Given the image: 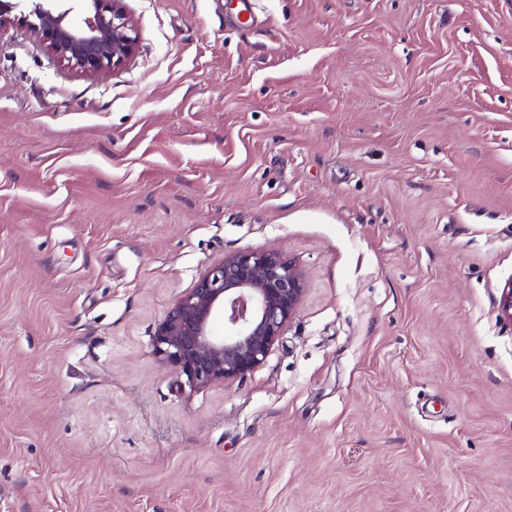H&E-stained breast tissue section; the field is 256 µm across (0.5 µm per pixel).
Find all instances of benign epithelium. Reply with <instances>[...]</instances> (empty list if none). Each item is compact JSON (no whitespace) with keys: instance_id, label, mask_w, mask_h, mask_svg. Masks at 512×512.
Segmentation results:
<instances>
[{"instance_id":"obj_1","label":"benign epithelium","mask_w":512,"mask_h":512,"mask_svg":"<svg viewBox=\"0 0 512 512\" xmlns=\"http://www.w3.org/2000/svg\"><path fill=\"white\" fill-rule=\"evenodd\" d=\"M0 0V28L26 25L62 62L90 76L117 67L135 51L137 35L122 0H89L92 13L72 14L82 0ZM304 276L276 251L238 253L216 263L196 288L178 297L157 324L155 354L177 379L203 388L242 377L267 357L303 297ZM224 316V335L212 321ZM499 319L512 324V279L502 289Z\"/></svg>"}]
</instances>
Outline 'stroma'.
<instances>
[{
  "label": "stroma",
  "instance_id": "stroma-1",
  "mask_svg": "<svg viewBox=\"0 0 512 512\" xmlns=\"http://www.w3.org/2000/svg\"><path fill=\"white\" fill-rule=\"evenodd\" d=\"M123 0L96 76L0 28V512H512V0ZM305 292L205 388L225 256ZM304 276L276 251L224 257L157 324L155 354L191 388L242 377L267 357L303 297ZM224 316V336L212 330Z\"/></svg>",
  "mask_w": 512,
  "mask_h": 512
}]
</instances>
